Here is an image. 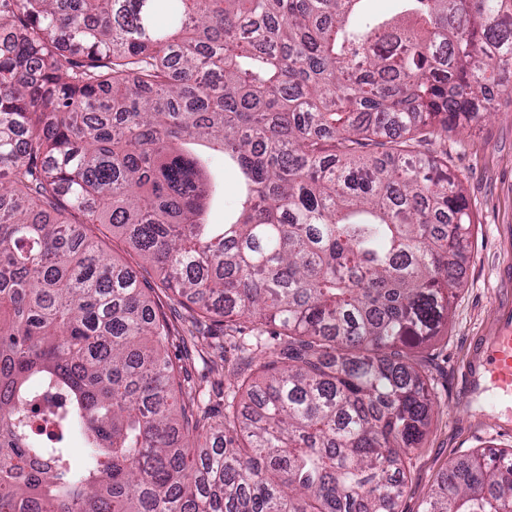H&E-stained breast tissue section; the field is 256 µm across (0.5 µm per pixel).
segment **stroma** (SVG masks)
Segmentation results:
<instances>
[{"mask_svg":"<svg viewBox=\"0 0 512 512\" xmlns=\"http://www.w3.org/2000/svg\"><path fill=\"white\" fill-rule=\"evenodd\" d=\"M447 152L472 217V249L451 300L448 323L418 352L435 400L428 433L415 451L401 508L420 512L439 477L475 449L512 448V414L500 421L464 394V370L497 309L512 305V94L501 93L496 112L449 133L430 147Z\"/></svg>","mask_w":512,"mask_h":512,"instance_id":"1","label":"stroma"}]
</instances>
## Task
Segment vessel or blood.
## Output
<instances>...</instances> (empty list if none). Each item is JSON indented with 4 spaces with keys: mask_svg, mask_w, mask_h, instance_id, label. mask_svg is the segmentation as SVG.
Here are the masks:
<instances>
[{
    "mask_svg": "<svg viewBox=\"0 0 512 512\" xmlns=\"http://www.w3.org/2000/svg\"><path fill=\"white\" fill-rule=\"evenodd\" d=\"M467 392L482 397L488 414L501 417L512 402V311L499 310L490 336L478 344L467 371Z\"/></svg>",
    "mask_w": 512,
    "mask_h": 512,
    "instance_id": "vessel-or-blood-1",
    "label": "vessel or blood"
}]
</instances>
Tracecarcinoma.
<instances>
[{
  "instance_id": "1",
  "label": "carcinoma",
  "mask_w": 512,
  "mask_h": 512,
  "mask_svg": "<svg viewBox=\"0 0 512 512\" xmlns=\"http://www.w3.org/2000/svg\"><path fill=\"white\" fill-rule=\"evenodd\" d=\"M0 0V512H399L471 216L421 147L512 87V0ZM224 153L237 197L196 145ZM249 329L216 415L150 281ZM61 390L60 433L28 406ZM78 437L86 461L69 447ZM423 512H512V448ZM91 229L93 234L105 239L107 250L113 259L118 260L122 264H126L132 270L143 274L158 285V287H156V295L154 294L155 299L162 305L164 311L179 332L178 337L175 336L173 338V344L170 345L168 354L175 362L183 364L197 383H199L201 377L205 375L206 379H204V382L201 384L205 386L206 389H211V385L214 386V383L220 380V375L217 372L210 371L209 368H205L200 360L187 359L184 346L181 340H179V336H187L183 332V328H185L186 325V323H184V317L186 315L184 308L173 298L171 291L165 289L161 284V278L156 276L152 268L146 265H144L146 269L143 268L141 259L129 250L122 237L118 235L112 236V233L107 228H103L99 224L91 226ZM100 231L104 232L107 238H105Z\"/></svg>"
}]
</instances>
